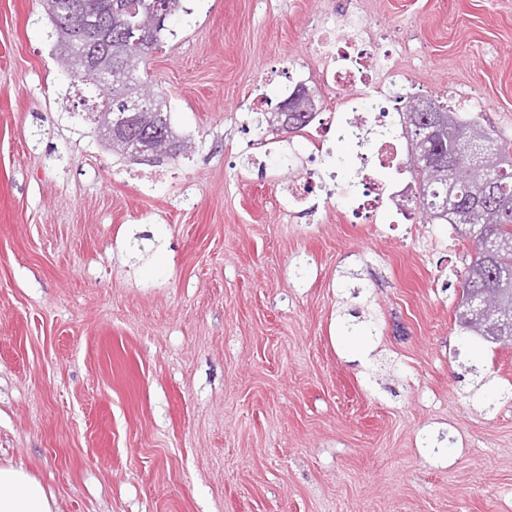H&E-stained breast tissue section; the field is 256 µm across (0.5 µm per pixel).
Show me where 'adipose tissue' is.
<instances>
[{"instance_id": "ef3b65f1", "label": "adipose tissue", "mask_w": 512, "mask_h": 512, "mask_svg": "<svg viewBox=\"0 0 512 512\" xmlns=\"http://www.w3.org/2000/svg\"><path fill=\"white\" fill-rule=\"evenodd\" d=\"M0 512H55V500L23 468L0 464Z\"/></svg>"}]
</instances>
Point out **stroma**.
<instances>
[{
  "mask_svg": "<svg viewBox=\"0 0 512 512\" xmlns=\"http://www.w3.org/2000/svg\"><path fill=\"white\" fill-rule=\"evenodd\" d=\"M183 5L146 68L192 148L147 185L79 120L41 0H0V463L59 512H512V343L455 318L470 242L349 223L356 147L270 133L260 168L244 129L354 15L399 83L512 141V0ZM309 171L344 192L288 210Z\"/></svg>",
  "mask_w": 512,
  "mask_h": 512,
  "instance_id": "obj_1",
  "label": "stroma"
}]
</instances>
